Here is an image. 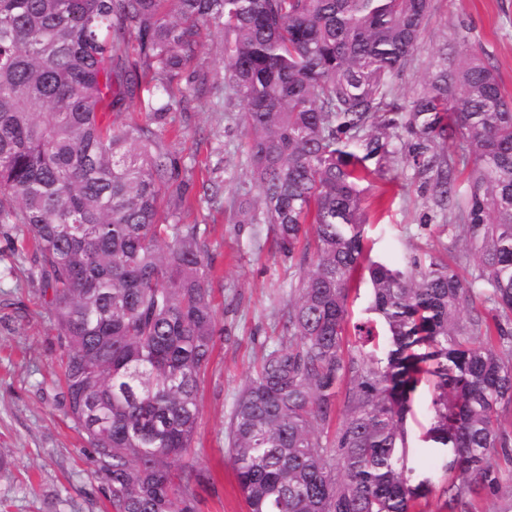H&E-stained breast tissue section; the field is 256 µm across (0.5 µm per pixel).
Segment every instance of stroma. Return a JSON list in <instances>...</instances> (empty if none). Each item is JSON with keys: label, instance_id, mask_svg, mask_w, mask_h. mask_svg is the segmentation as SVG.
Instances as JSON below:
<instances>
[{"label": "stroma", "instance_id": "obj_1", "mask_svg": "<svg viewBox=\"0 0 512 512\" xmlns=\"http://www.w3.org/2000/svg\"><path fill=\"white\" fill-rule=\"evenodd\" d=\"M491 55L502 85L512 94V0H432L421 44L395 80L408 101L424 83L430 65L453 43L456 30ZM173 91L180 102L165 132L194 188L216 187L211 202L193 201L183 221L205 228L219 311L215 350L205 375L198 429L184 463L209 471L210 482L194 487L195 512H246L226 457V426L256 359L276 341L278 314L295 272L275 252L268 231L244 224L235 198L255 195L243 105L221 84L205 88L182 78ZM371 259L397 266L436 257L460 275L469 268L461 245L450 244L436 224H424L427 195L402 155H394L384 177L368 187ZM32 252L22 233L0 229V512H113L96 475L94 453L74 422L58 407V347L52 315L28 269ZM433 387L422 382L407 420L408 453L435 484L446 476L423 442L431 422Z\"/></svg>", "mask_w": 512, "mask_h": 512}]
</instances>
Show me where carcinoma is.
Masks as SVG:
<instances>
[{"label": "carcinoma", "mask_w": 512, "mask_h": 512, "mask_svg": "<svg viewBox=\"0 0 512 512\" xmlns=\"http://www.w3.org/2000/svg\"><path fill=\"white\" fill-rule=\"evenodd\" d=\"M429 12L430 0H0V228L35 244L29 275L63 353L59 402L115 512H194L207 482L179 461L215 346L209 251L199 225L165 224L160 206L192 191L163 132L171 86L211 28L224 32V87L244 104L257 189L237 210L298 270L278 342L227 423L248 512H414L436 493L448 512H476V485L512 498L491 463L512 460V96L460 30L456 62L443 50L396 102ZM131 41L140 59L126 68ZM145 84L137 115L102 122ZM397 152L431 211L448 213L469 277L437 258L401 269L365 256L364 184ZM364 274L377 318L353 324L347 354ZM424 377L423 441L457 471L440 488L408 465Z\"/></svg>", "instance_id": "carcinoma-1"}]
</instances>
